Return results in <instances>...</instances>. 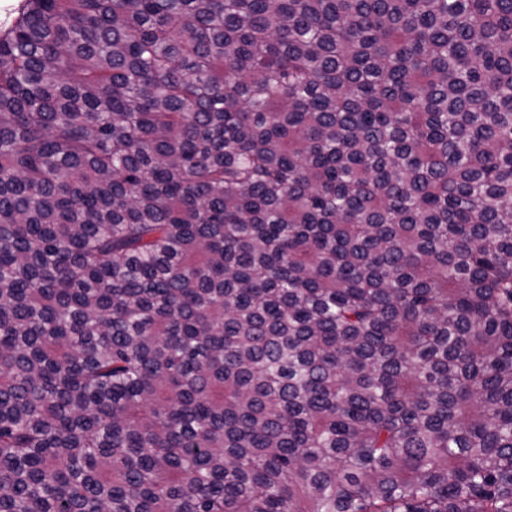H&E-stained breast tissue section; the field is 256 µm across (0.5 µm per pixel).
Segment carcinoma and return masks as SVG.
<instances>
[{"mask_svg":"<svg viewBox=\"0 0 512 512\" xmlns=\"http://www.w3.org/2000/svg\"><path fill=\"white\" fill-rule=\"evenodd\" d=\"M0 512H512V0H23Z\"/></svg>","mask_w":512,"mask_h":512,"instance_id":"cac0c4a2","label":"carcinoma"}]
</instances>
